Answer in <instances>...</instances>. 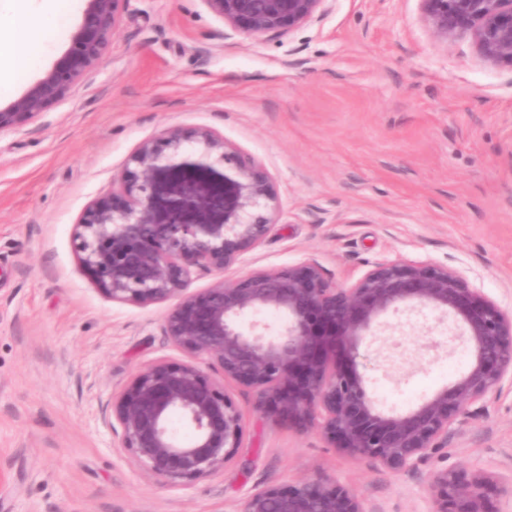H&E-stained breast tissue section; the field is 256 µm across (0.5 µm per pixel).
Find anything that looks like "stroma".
<instances>
[{
    "label": "stroma",
    "instance_id": "1",
    "mask_svg": "<svg viewBox=\"0 0 512 512\" xmlns=\"http://www.w3.org/2000/svg\"><path fill=\"white\" fill-rule=\"evenodd\" d=\"M85 0L27 75L0 72L8 106L67 49ZM207 126L271 174L278 213L236 277L311 259L350 285L376 262L452 267L512 310V66L471 37L439 41L419 0H336L282 39L228 32L203 0H128L102 59L20 131L0 133V512H242L259 488L328 478L375 512H428L430 476L512 469V391L415 471L392 472L299 434L224 388L242 413L224 468L171 485L101 421L140 369L183 355L167 311L107 298L77 261L86 204L144 140ZM362 373L407 410L470 358L433 319L390 317Z\"/></svg>",
    "mask_w": 512,
    "mask_h": 512
}]
</instances>
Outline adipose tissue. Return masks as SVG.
Masks as SVG:
<instances>
[{"label": "adipose tissue", "instance_id": "adipose-tissue-1", "mask_svg": "<svg viewBox=\"0 0 512 512\" xmlns=\"http://www.w3.org/2000/svg\"><path fill=\"white\" fill-rule=\"evenodd\" d=\"M71 0H0V23L7 28L8 53L0 70L30 71L43 57L49 38Z\"/></svg>", "mask_w": 512, "mask_h": 512}]
</instances>
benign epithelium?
I'll return each instance as SVG.
<instances>
[{
    "mask_svg": "<svg viewBox=\"0 0 512 512\" xmlns=\"http://www.w3.org/2000/svg\"><path fill=\"white\" fill-rule=\"evenodd\" d=\"M128 0H86L70 45L19 98L0 108V133L18 131L62 100L105 53ZM233 32L283 37L332 10L333 0H202ZM422 19L441 40L470 36L491 63L512 65V0H420ZM197 140L204 154L185 153ZM163 145L139 144L112 189L92 200L75 225L78 261L114 302L168 304L162 333L184 354L139 370L112 396V431L154 476L179 484L230 462L242 416L221 382L253 390L256 407L298 433L316 427L339 452L395 472L411 471L448 433L512 386V311L457 270L412 261L374 264L356 282L328 281L319 265L222 274L239 265L273 224L276 192L267 169L209 127L169 128ZM217 272L191 289L195 273ZM406 307L448 320V339L470 349L466 371L404 412L384 411L356 369L388 328L382 318ZM275 313L274 336L249 314ZM194 436L179 438L174 417ZM507 478L493 467L443 469L428 483L430 512H493ZM243 512H373L344 485L323 478L258 489Z\"/></svg>",
    "mask_w": 512,
    "mask_h": 512,
    "instance_id": "benign-epithelium-1",
    "label": "benign epithelium"
}]
</instances>
